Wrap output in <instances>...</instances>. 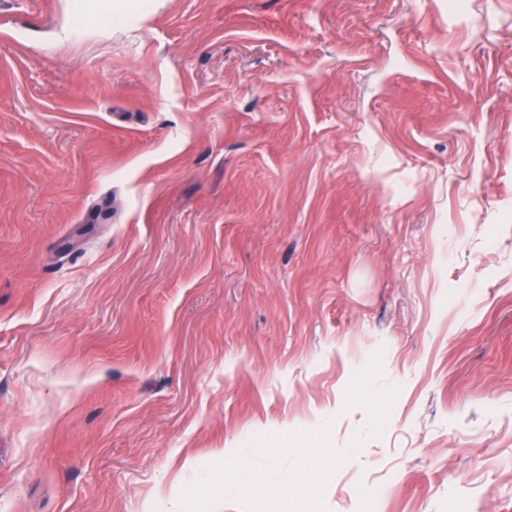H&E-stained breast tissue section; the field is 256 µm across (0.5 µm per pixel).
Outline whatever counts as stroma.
<instances>
[{
	"mask_svg": "<svg viewBox=\"0 0 512 512\" xmlns=\"http://www.w3.org/2000/svg\"><path fill=\"white\" fill-rule=\"evenodd\" d=\"M71 3L0 0V512H512V0Z\"/></svg>",
	"mask_w": 512,
	"mask_h": 512,
	"instance_id": "1",
	"label": "stroma"
}]
</instances>
